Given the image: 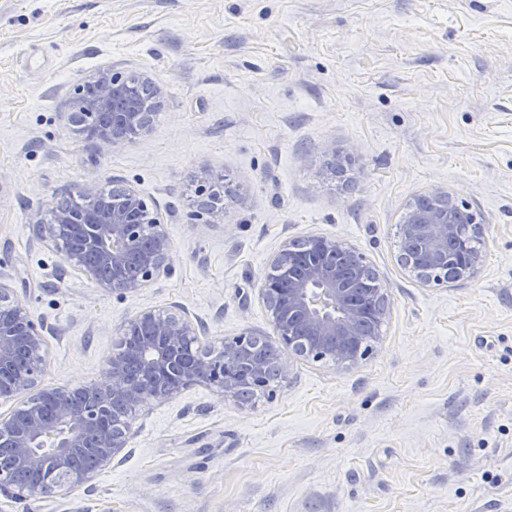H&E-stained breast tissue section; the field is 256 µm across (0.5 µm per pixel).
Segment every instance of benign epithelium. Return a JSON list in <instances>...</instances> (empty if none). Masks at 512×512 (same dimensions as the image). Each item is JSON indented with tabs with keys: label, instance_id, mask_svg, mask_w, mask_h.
I'll return each instance as SVG.
<instances>
[{
	"label": "benign epithelium",
	"instance_id": "7a95c632",
	"mask_svg": "<svg viewBox=\"0 0 512 512\" xmlns=\"http://www.w3.org/2000/svg\"><path fill=\"white\" fill-rule=\"evenodd\" d=\"M148 86L151 99L161 95L149 80L98 71L76 87L77 111L70 119L85 137L100 146H118L145 133L154 113L141 101L139 88ZM79 193L88 208L57 207L48 220L37 215L33 237L55 247L75 236L80 245L64 252L65 263L96 281L107 293L124 295L145 287L172 269V248L157 211L134 188L115 184L120 203L107 205L94 185ZM425 202L408 203L399 224L402 267L425 286L453 285L448 267L459 266L473 280L483 268V256L467 248L460 211L469 204L446 187L422 194ZM317 257L281 282L266 275L257 289L270 313L279 354L268 365L257 352L252 334H241L217 351L198 345L199 329L186 317L152 309L140 311L128 325L142 326L149 335L129 340L119 333L94 381L77 388L39 384L46 356L44 326L32 319L11 286L0 280V376L11 380L0 399L22 397L7 417H0V453L11 457L14 471H0V494L11 499L64 496L88 484L128 447V424L112 422L115 403L134 409L164 403L183 391L205 384L222 398L267 387V375L291 377L299 360H330L348 368L368 356L378 336L360 334V320L372 311L385 315L390 306L386 289L362 302L355 296L351 274L336 259L352 253L338 237L314 236ZM294 241L286 240L271 260V268L293 264Z\"/></svg>",
	"mask_w": 512,
	"mask_h": 512
}]
</instances>
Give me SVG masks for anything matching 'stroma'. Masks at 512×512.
<instances>
[{"label": "stroma", "mask_w": 512, "mask_h": 512, "mask_svg": "<svg viewBox=\"0 0 512 512\" xmlns=\"http://www.w3.org/2000/svg\"><path fill=\"white\" fill-rule=\"evenodd\" d=\"M100 69L161 89L147 132L103 151L68 120ZM209 177L220 224L197 206ZM115 181L173 250L123 298L30 230ZM438 186L484 219L483 270L450 288L399 262L408 202ZM313 235L391 298L367 358L298 362L247 402L198 385L147 404L121 463L0 512H512V0H0V277L49 328L42 385L92 382L145 308L184 313L207 348L272 337L259 283Z\"/></svg>", "instance_id": "1"}]
</instances>
